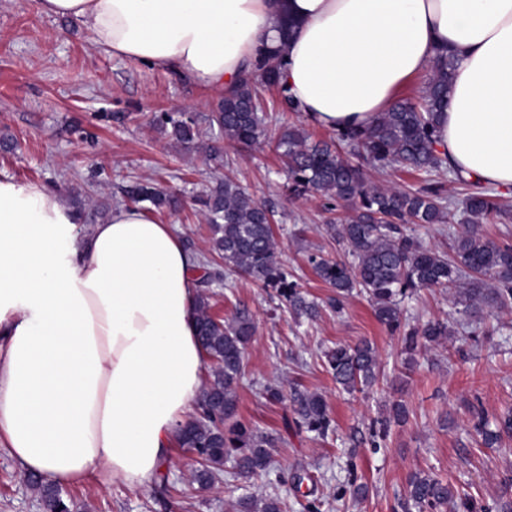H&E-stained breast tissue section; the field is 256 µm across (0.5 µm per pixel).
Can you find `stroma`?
<instances>
[{"label": "stroma", "mask_w": 512, "mask_h": 512, "mask_svg": "<svg viewBox=\"0 0 512 512\" xmlns=\"http://www.w3.org/2000/svg\"><path fill=\"white\" fill-rule=\"evenodd\" d=\"M217 93L191 78L121 60L98 49L80 22L39 12L37 0H0V173L81 198L87 223L121 205L126 182L151 178L177 193L179 209L155 213L177 225L195 254L208 252L209 226L194 201L218 178L239 182L275 215V237L284 269L304 291L326 301L333 290L312 269L313 254L335 256L325 232L331 217L323 198H297L275 149L282 127L296 125L313 139L325 129L302 114L282 111L277 94H263L268 135L244 147L225 142L222 162L196 148L175 144L151 122L155 112L180 110L206 123ZM213 313L230 319L247 313L256 325L237 387V418L272 436L275 466L269 474L223 480L208 489L188 480L193 456L173 448L165 483L131 488L108 479L62 485L77 512H233V503L267 485L286 490L297 469H306L323 499L321 512H403L409 477L425 471L447 480L477 504L512 501V437L499 446L478 444L475 413L495 420L512 410V308L487 307L466 318L446 347L417 349L406 368L401 336L375 318L364 296L349 297L343 312L324 310L316 321L295 318L276 290L233 270L211 288ZM405 305L412 324L450 319L449 293L421 289ZM369 340L381 362V378L367 392L349 394L333 381L323 352L338 343ZM278 385L323 396L334 419L327 437L298 431L290 402L275 403L265 388ZM408 418L390 424L380 447L370 429L387 418L393 403ZM367 487L365 497L339 495L350 479ZM0 512H48L31 484L0 449Z\"/></svg>", "instance_id": "obj_1"}]
</instances>
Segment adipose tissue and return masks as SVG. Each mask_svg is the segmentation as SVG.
I'll return each instance as SVG.
<instances>
[{
    "instance_id": "adipose-tissue-1",
    "label": "adipose tissue",
    "mask_w": 512,
    "mask_h": 512,
    "mask_svg": "<svg viewBox=\"0 0 512 512\" xmlns=\"http://www.w3.org/2000/svg\"><path fill=\"white\" fill-rule=\"evenodd\" d=\"M113 57L221 93L269 51L311 124L361 129L453 59L438 139L512 190V0H39ZM294 33L283 34L285 18ZM49 188L0 175V447L56 483L154 482L200 397L196 258L136 205L80 233Z\"/></svg>"
}]
</instances>
